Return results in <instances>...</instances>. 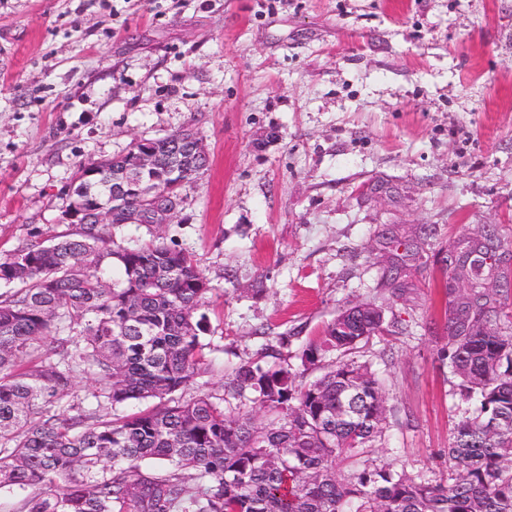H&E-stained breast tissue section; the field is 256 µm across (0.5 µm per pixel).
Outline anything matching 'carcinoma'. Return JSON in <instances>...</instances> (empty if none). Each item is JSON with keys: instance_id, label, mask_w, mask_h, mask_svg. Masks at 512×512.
Segmentation results:
<instances>
[{"instance_id": "carcinoma-1", "label": "carcinoma", "mask_w": 512, "mask_h": 512, "mask_svg": "<svg viewBox=\"0 0 512 512\" xmlns=\"http://www.w3.org/2000/svg\"><path fill=\"white\" fill-rule=\"evenodd\" d=\"M152 140L157 173L176 167L185 185L209 158L174 153ZM141 144L78 166L73 203L112 196V167ZM486 244L461 237L452 279L472 287L452 296L442 357L459 396L478 403L455 424L444 483L364 458L387 422L382 380L366 363L331 364L314 381L266 354L232 370L224 397L182 393L208 373L201 313L209 282L192 256L164 241L126 247L94 221L48 244L0 256V489L23 496L13 512H512V331L497 327L498 296L482 282L499 268L475 261ZM117 265L122 277L106 269ZM372 335H362L364 327ZM393 332L381 309L342 310L311 340L302 366L352 353ZM95 384V405H65L76 374ZM263 417L231 401L247 396ZM351 396L352 414L336 415ZM152 405L132 413L123 408Z\"/></svg>"}]
</instances>
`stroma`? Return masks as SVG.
<instances>
[{
    "label": "stroma",
    "instance_id": "1",
    "mask_svg": "<svg viewBox=\"0 0 512 512\" xmlns=\"http://www.w3.org/2000/svg\"><path fill=\"white\" fill-rule=\"evenodd\" d=\"M185 129L210 165L173 223L112 236L208 278L206 391L268 346L300 368L376 304L398 329L353 355L387 389L374 456L446 481L466 405L442 258L487 224L512 247V0H0V254L75 232L79 163ZM422 235L392 293L386 256Z\"/></svg>",
    "mask_w": 512,
    "mask_h": 512
}]
</instances>
